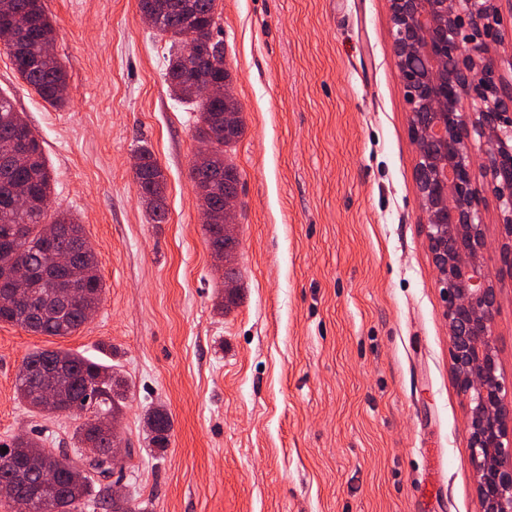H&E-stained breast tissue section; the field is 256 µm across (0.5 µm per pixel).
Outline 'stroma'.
<instances>
[{
    "mask_svg": "<svg viewBox=\"0 0 512 512\" xmlns=\"http://www.w3.org/2000/svg\"><path fill=\"white\" fill-rule=\"evenodd\" d=\"M68 73L43 100L0 47V92L39 137L50 212L83 224L105 284L68 336L0 323V444L75 419L29 412L16 375L40 349L127 382L129 457L102 480L140 512H479L446 300L426 246L409 105L388 0H220L245 133L235 304L190 177L196 107L173 97L168 46L137 0H42ZM166 179L155 223L134 156ZM499 374L512 388V283L498 293ZM172 417L150 444L145 413Z\"/></svg>",
    "mask_w": 512,
    "mask_h": 512,
    "instance_id": "obj_1",
    "label": "stroma"
}]
</instances>
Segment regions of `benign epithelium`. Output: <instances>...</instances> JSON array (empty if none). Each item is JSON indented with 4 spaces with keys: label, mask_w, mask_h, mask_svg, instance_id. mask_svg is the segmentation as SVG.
<instances>
[{
    "label": "benign epithelium",
    "mask_w": 512,
    "mask_h": 512,
    "mask_svg": "<svg viewBox=\"0 0 512 512\" xmlns=\"http://www.w3.org/2000/svg\"><path fill=\"white\" fill-rule=\"evenodd\" d=\"M396 65L410 106L415 182L427 249L446 294L445 316L455 383L469 399L466 424L480 512H512V401L499 378L494 278L512 277V56L508 68L489 54L504 42L512 0H389ZM207 101L230 88L201 76L191 87ZM477 104L463 111V103ZM485 142L474 176L472 141ZM497 203L503 240L497 269L486 257L481 194ZM238 198L224 213L203 210L204 223H224L235 236Z\"/></svg>",
    "instance_id": "7a95c632"
}]
</instances>
